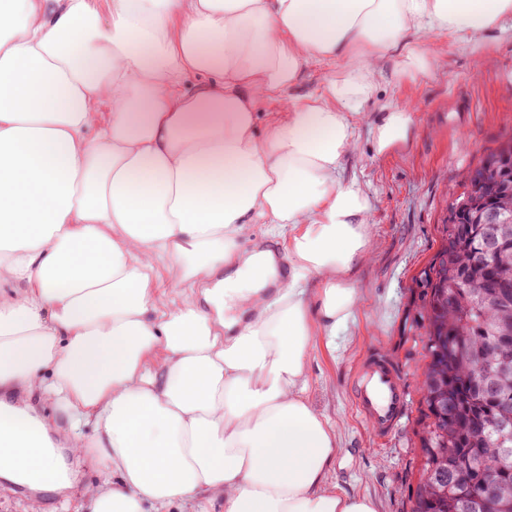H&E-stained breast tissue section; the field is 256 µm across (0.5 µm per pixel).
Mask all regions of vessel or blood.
I'll return each mask as SVG.
<instances>
[{"label": "vessel or blood", "instance_id": "obj_1", "mask_svg": "<svg viewBox=\"0 0 512 512\" xmlns=\"http://www.w3.org/2000/svg\"><path fill=\"white\" fill-rule=\"evenodd\" d=\"M354 401L378 441L389 439L408 409L406 381L394 359L385 352L364 357L354 370Z\"/></svg>", "mask_w": 512, "mask_h": 512}]
</instances>
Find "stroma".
<instances>
[{
  "label": "stroma",
  "instance_id": "35a3bbf8",
  "mask_svg": "<svg viewBox=\"0 0 512 512\" xmlns=\"http://www.w3.org/2000/svg\"><path fill=\"white\" fill-rule=\"evenodd\" d=\"M429 44L441 68L426 83L393 82L388 61L374 73L378 93L362 106L360 151L346 168L371 205L372 251L356 276L362 309L334 343L315 339L308 361L309 398L335 424L339 441L331 479L371 499L376 512H410L419 481V383L426 359L418 325L421 301L412 282L439 247L463 174L512 137V20L476 49L444 38ZM401 105L414 114L407 141L376 154L373 123L379 113ZM374 349L397 361L409 393L407 417L382 444L373 440L351 395L352 370ZM75 468L79 478L71 497L41 493L42 512H75L89 500L104 473L88 458Z\"/></svg>",
  "mask_w": 512,
  "mask_h": 512
}]
</instances>
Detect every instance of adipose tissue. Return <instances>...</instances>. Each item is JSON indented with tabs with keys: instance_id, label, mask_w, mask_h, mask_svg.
Returning <instances> with one entry per match:
<instances>
[{
	"instance_id": "ef3b65f1",
	"label": "adipose tissue",
	"mask_w": 512,
	"mask_h": 512,
	"mask_svg": "<svg viewBox=\"0 0 512 512\" xmlns=\"http://www.w3.org/2000/svg\"><path fill=\"white\" fill-rule=\"evenodd\" d=\"M508 17L512 0H0V478L69 489L65 448L106 472L90 512H375L331 482L336 429L307 395L311 339L361 311L371 255L342 171L382 62L425 82L428 37L478 47ZM315 63L321 88L294 93ZM412 124L381 113L378 154ZM258 224L288 233L286 284Z\"/></svg>"
}]
</instances>
